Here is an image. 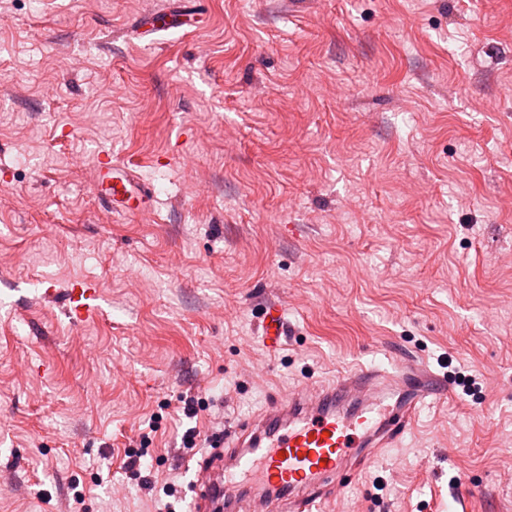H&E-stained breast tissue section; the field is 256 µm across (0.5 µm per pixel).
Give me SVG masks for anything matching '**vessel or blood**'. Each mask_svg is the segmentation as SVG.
Segmentation results:
<instances>
[{
  "label": "vessel or blood",
  "mask_w": 512,
  "mask_h": 512,
  "mask_svg": "<svg viewBox=\"0 0 512 512\" xmlns=\"http://www.w3.org/2000/svg\"><path fill=\"white\" fill-rule=\"evenodd\" d=\"M96 180L108 182L100 203L120 210L129 187L153 190L131 168L97 161ZM95 289L77 285L72 316L100 313ZM288 328L279 304H267L260 340L274 351ZM448 391L445 377L409 360L397 371L360 368L320 386L303 385L210 439L196 471L193 512H318L345 480L375 456L397 447L418 412Z\"/></svg>",
  "instance_id": "obj_1"
}]
</instances>
